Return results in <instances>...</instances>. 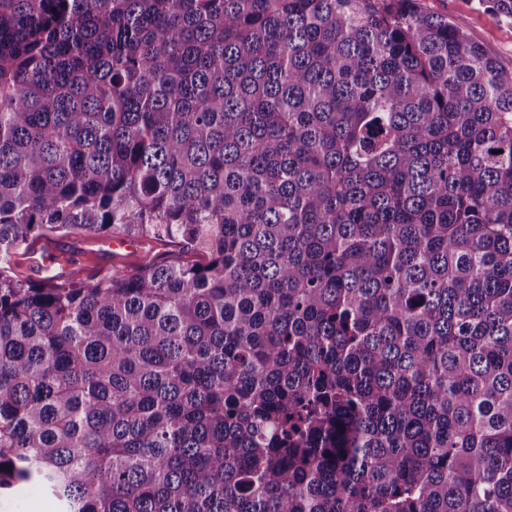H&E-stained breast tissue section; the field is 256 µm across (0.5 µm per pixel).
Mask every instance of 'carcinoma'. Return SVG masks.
Returning a JSON list of instances; mask_svg holds the SVG:
<instances>
[{
    "mask_svg": "<svg viewBox=\"0 0 512 512\" xmlns=\"http://www.w3.org/2000/svg\"><path fill=\"white\" fill-rule=\"evenodd\" d=\"M72 234L205 261L13 276ZM32 483L512 512V70L421 0H0V494Z\"/></svg>",
    "mask_w": 512,
    "mask_h": 512,
    "instance_id": "1",
    "label": "carcinoma"
}]
</instances>
